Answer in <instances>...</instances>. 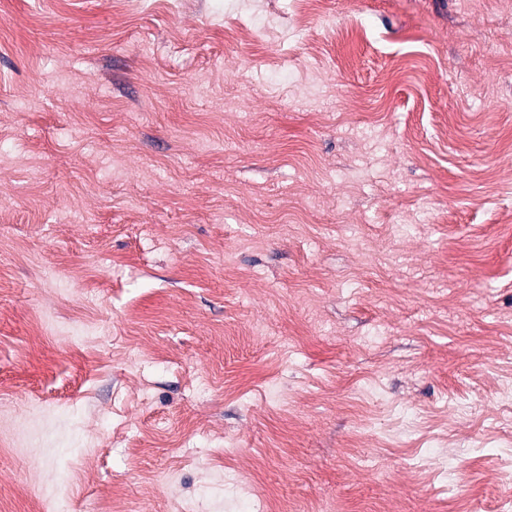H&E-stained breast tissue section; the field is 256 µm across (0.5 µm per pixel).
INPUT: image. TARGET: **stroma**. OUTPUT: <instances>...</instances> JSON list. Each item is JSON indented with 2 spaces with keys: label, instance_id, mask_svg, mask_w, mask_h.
<instances>
[{
  "label": "stroma",
  "instance_id": "obj_1",
  "mask_svg": "<svg viewBox=\"0 0 512 512\" xmlns=\"http://www.w3.org/2000/svg\"><path fill=\"white\" fill-rule=\"evenodd\" d=\"M0 0V512H512V0Z\"/></svg>",
  "mask_w": 512,
  "mask_h": 512
}]
</instances>
